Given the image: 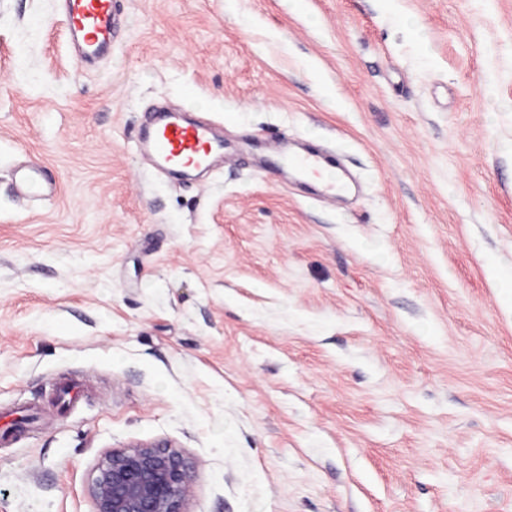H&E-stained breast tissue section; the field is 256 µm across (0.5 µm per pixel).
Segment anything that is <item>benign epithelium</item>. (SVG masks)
<instances>
[{
    "label": "benign epithelium",
    "instance_id": "benign-epithelium-1",
    "mask_svg": "<svg viewBox=\"0 0 512 512\" xmlns=\"http://www.w3.org/2000/svg\"><path fill=\"white\" fill-rule=\"evenodd\" d=\"M192 467L169 445L108 451L88 485L92 512H188Z\"/></svg>",
    "mask_w": 512,
    "mask_h": 512
}]
</instances>
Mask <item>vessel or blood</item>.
Instances as JSON below:
<instances>
[{
  "mask_svg": "<svg viewBox=\"0 0 512 512\" xmlns=\"http://www.w3.org/2000/svg\"><path fill=\"white\" fill-rule=\"evenodd\" d=\"M62 16L77 58L93 62L111 52L121 36L119 0H61ZM146 146L158 167L165 170L209 169L214 159L224 152V142L208 124L186 120L179 112L158 113L146 138ZM289 165L315 173L334 168V159L305 153L290 156ZM19 187L24 196H55V179L42 166L26 168Z\"/></svg>",
  "mask_w": 512,
  "mask_h": 512,
  "instance_id": "obj_1",
  "label": "vessel or blood"
}]
</instances>
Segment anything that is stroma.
Returning a JSON list of instances; mask_svg holds the SVG:
<instances>
[{
	"label": "stroma",
	"instance_id": "obj_1",
	"mask_svg": "<svg viewBox=\"0 0 512 512\" xmlns=\"http://www.w3.org/2000/svg\"><path fill=\"white\" fill-rule=\"evenodd\" d=\"M122 2L85 67L58 0H0V410L42 419L0 512H91L105 453L155 444L190 512H512V0ZM160 104L223 162L155 168ZM288 164L303 171L322 174L324 171L337 168L336 160L318 153L297 154L288 157ZM19 187L24 196L35 199L53 197L57 192L55 179L41 165L26 168L20 175Z\"/></svg>",
	"mask_w": 512,
	"mask_h": 512
}]
</instances>
